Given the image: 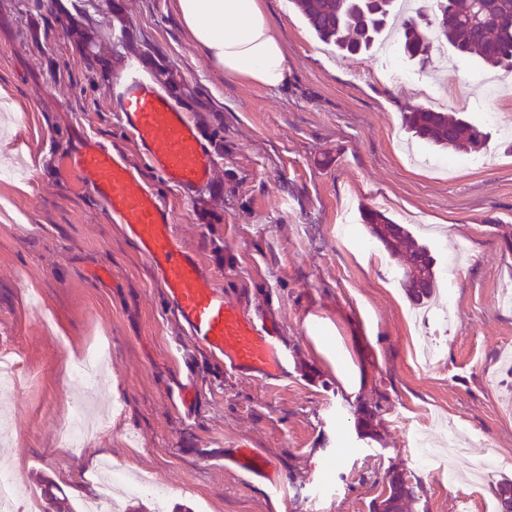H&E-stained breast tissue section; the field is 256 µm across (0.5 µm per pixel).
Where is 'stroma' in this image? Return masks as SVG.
<instances>
[{"mask_svg": "<svg viewBox=\"0 0 512 512\" xmlns=\"http://www.w3.org/2000/svg\"><path fill=\"white\" fill-rule=\"evenodd\" d=\"M120 2L121 14L112 11ZM109 41L110 72L91 67L38 0H0V351L17 354L18 388L0 394V418L17 423L0 467L39 491L49 479L74 503L91 496L111 459L158 481L161 501L187 512H370L388 470L417 483L408 512H500L495 487L512 480V138L491 127L486 150L454 174L443 154L412 142L402 124L419 104L416 85L445 83L446 112L473 123L493 112L512 122V73L483 94L484 69L434 46L426 63L404 60L409 80L388 76L378 51L342 57L321 42L290 0H260L288 63L270 89L212 70L174 10V0H60ZM162 56L192 120L224 132L209 190L183 197L142 154L111 109L127 61ZM90 138L121 152L172 211L182 244L196 252L225 299L263 316L292 356L284 380L232 375L198 348L170 309L148 260L123 226L65 166ZM443 227L428 245L451 316L418 324L390 271L400 261L369 235L362 209ZM353 241L339 239L342 214ZM111 277L100 280V269ZM108 355L103 375L118 409L101 435L72 452L56 441L80 384L68 359L90 340ZM359 369L358 389L336 376V353ZM193 378L197 400L179 388ZM485 439L506 465L467 481L472 458L419 460L416 435L443 448L447 421ZM269 456L283 483L225 469L233 448Z\"/></svg>", "mask_w": 512, "mask_h": 512, "instance_id": "stroma-1", "label": "stroma"}]
</instances>
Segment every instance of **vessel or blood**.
<instances>
[{
  "instance_id": "vessel-or-blood-1",
  "label": "vessel or blood",
  "mask_w": 512,
  "mask_h": 512,
  "mask_svg": "<svg viewBox=\"0 0 512 512\" xmlns=\"http://www.w3.org/2000/svg\"><path fill=\"white\" fill-rule=\"evenodd\" d=\"M111 107L136 139L151 166L188 197L211 181L214 156L186 112L129 62L111 95ZM86 187L136 242L163 284L171 308L196 344L222 357L232 374L256 379L288 376V351L263 319L227 300L213 274L183 247L172 211L134 173L123 156L90 139L74 161ZM231 463L241 472L272 479L271 459L250 448L235 449Z\"/></svg>"
}]
</instances>
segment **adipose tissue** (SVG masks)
Here are the masks:
<instances>
[{
    "instance_id": "obj_1",
    "label": "adipose tissue",
    "mask_w": 512,
    "mask_h": 512,
    "mask_svg": "<svg viewBox=\"0 0 512 512\" xmlns=\"http://www.w3.org/2000/svg\"><path fill=\"white\" fill-rule=\"evenodd\" d=\"M174 8L212 68L267 88L287 84L286 56L259 0H174Z\"/></svg>"
}]
</instances>
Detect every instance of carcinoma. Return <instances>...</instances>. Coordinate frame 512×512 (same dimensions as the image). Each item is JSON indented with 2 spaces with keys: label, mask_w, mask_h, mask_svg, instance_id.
Instances as JSON below:
<instances>
[{
  "label": "carcinoma",
  "mask_w": 512,
  "mask_h": 512,
  "mask_svg": "<svg viewBox=\"0 0 512 512\" xmlns=\"http://www.w3.org/2000/svg\"><path fill=\"white\" fill-rule=\"evenodd\" d=\"M298 12L324 42L334 44L348 56L373 47L382 33L398 27L405 55L424 61L433 40L445 42L458 56H478L488 67L512 73V0H434L433 19L421 25L422 15L399 19L397 0H293ZM75 38L86 58L107 65L109 59L93 51L95 37L74 27ZM142 61L174 98L180 89L162 57L148 55ZM405 128L418 138L452 153H475L487 142V133L460 115L412 107L403 113ZM368 235L390 254L402 260V283L411 303L421 305L436 293V260L429 247L418 241L402 224L375 210L362 211ZM391 496L372 503V512H406L416 498L407 475L387 473ZM54 485L41 489L44 512H80L68 497H59Z\"/></svg>",
  "instance_id": "carcinoma-1"
}]
</instances>
